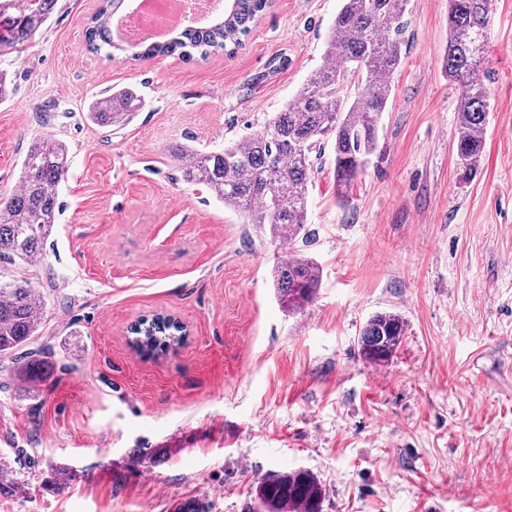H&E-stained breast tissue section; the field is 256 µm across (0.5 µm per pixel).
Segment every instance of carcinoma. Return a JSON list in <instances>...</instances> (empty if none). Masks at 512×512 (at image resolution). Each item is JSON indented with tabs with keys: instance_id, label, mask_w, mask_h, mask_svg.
<instances>
[{
	"instance_id": "obj_1",
	"label": "carcinoma",
	"mask_w": 512,
	"mask_h": 512,
	"mask_svg": "<svg viewBox=\"0 0 512 512\" xmlns=\"http://www.w3.org/2000/svg\"><path fill=\"white\" fill-rule=\"evenodd\" d=\"M494 0H448V47L445 72L459 87L458 133L453 143L461 179L476 174L484 151L483 128L489 93L482 65L490 41ZM57 0H0V55L28 42L49 20ZM269 0H224L223 19L209 25L185 23L178 36L163 45L127 44L121 51L135 60L243 46ZM409 0H343L332 25L322 64L310 75L284 109L263 129L220 151L186 148L178 155L182 180L202 185L242 214L249 224H267L276 240L292 244L308 239L307 191L314 166L331 151V170L338 200L349 202L348 191L365 174L378 147V125L391 91V76L402 62L403 17ZM128 0H104L86 30L87 42L114 48L110 17H120ZM364 82L362 91L347 92L351 78ZM145 106L133 88L109 91L93 100L86 118L98 126H121ZM71 165L65 143L39 138L22 161L19 188L0 196V265L35 266L44 261V246L60 205L58 187ZM280 306L292 313L311 303L321 283L319 266L300 253L278 262L271 271ZM43 298L28 281L0 282V356L25 354L20 380L33 387L51 374L49 353L32 349L41 323ZM183 326L167 316L139 322L131 330L142 352L160 355L181 343ZM405 335L397 314L372 315L358 336L361 353L382 362L389 359ZM254 502L259 512H322L319 480L306 470L285 471L256 482Z\"/></svg>"
}]
</instances>
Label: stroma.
I'll use <instances>...</instances> for the list:
<instances>
[{"label":"stroma","instance_id":"1","mask_svg":"<svg viewBox=\"0 0 512 512\" xmlns=\"http://www.w3.org/2000/svg\"><path fill=\"white\" fill-rule=\"evenodd\" d=\"M102 0H58L21 52L0 56V195L34 138L69 149L61 216L41 265L50 378L27 391L0 357V512H253L259 478L306 470L323 512H512V0H496L484 64L485 151L457 178V86L444 73L448 0H410L378 150L336 201L310 177L303 255L314 301L289 314L271 285L292 249L181 180L180 146L220 149L263 129L322 62L342 0H269L244 46L185 61L93 53ZM130 87L126 125L86 118ZM406 322L374 363L369 317ZM171 316L185 344L153 358L127 329ZM133 448L152 459L132 462Z\"/></svg>","mask_w":512,"mask_h":512}]
</instances>
